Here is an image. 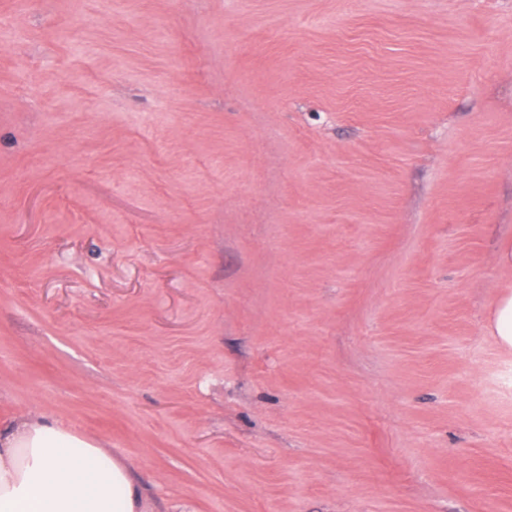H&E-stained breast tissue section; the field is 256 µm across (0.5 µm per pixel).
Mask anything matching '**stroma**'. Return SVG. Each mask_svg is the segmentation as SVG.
<instances>
[{"label":"stroma","instance_id":"1","mask_svg":"<svg viewBox=\"0 0 512 512\" xmlns=\"http://www.w3.org/2000/svg\"><path fill=\"white\" fill-rule=\"evenodd\" d=\"M512 0H0V430L147 512H512ZM486 332L503 349H512V290L499 297L488 318Z\"/></svg>","mask_w":512,"mask_h":512}]
</instances>
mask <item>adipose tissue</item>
Segmentation results:
<instances>
[{
	"label": "adipose tissue",
	"instance_id": "adipose-tissue-1",
	"mask_svg": "<svg viewBox=\"0 0 512 512\" xmlns=\"http://www.w3.org/2000/svg\"><path fill=\"white\" fill-rule=\"evenodd\" d=\"M127 464L43 414L0 432V512H144Z\"/></svg>",
	"mask_w": 512,
	"mask_h": 512
}]
</instances>
